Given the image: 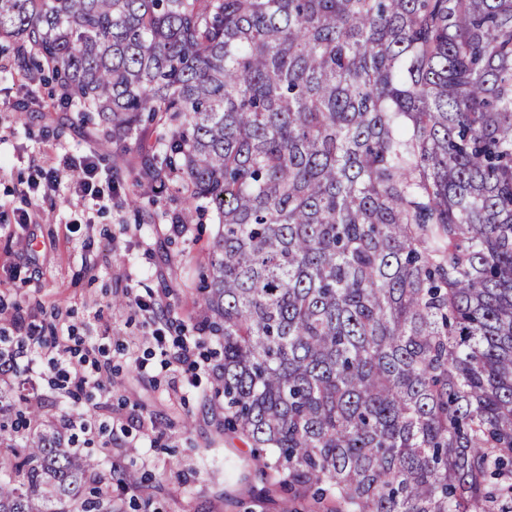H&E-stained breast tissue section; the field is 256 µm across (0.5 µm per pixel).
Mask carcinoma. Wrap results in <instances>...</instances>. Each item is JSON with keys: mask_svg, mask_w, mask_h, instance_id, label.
<instances>
[{"mask_svg": "<svg viewBox=\"0 0 512 512\" xmlns=\"http://www.w3.org/2000/svg\"><path fill=\"white\" fill-rule=\"evenodd\" d=\"M138 185L214 213L224 430L327 512H512V0H0ZM0 405V512H127Z\"/></svg>", "mask_w": 512, "mask_h": 512, "instance_id": "carcinoma-1", "label": "carcinoma"}]
</instances>
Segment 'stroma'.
<instances>
[{"mask_svg":"<svg viewBox=\"0 0 512 512\" xmlns=\"http://www.w3.org/2000/svg\"><path fill=\"white\" fill-rule=\"evenodd\" d=\"M96 126L75 110L58 107L48 85L25 79L10 50L0 51V309L5 330L27 336L45 324L93 336L112 360V394L66 400L51 380L40 383L49 425L97 405L109 423L108 440L94 439L87 452L101 462L121 455L150 478L158 512H280L285 496L277 475L254 470L247 445L221 432L224 401L215 397V337L198 331L196 293L208 267L214 233L212 213L190 214L174 188L134 189L135 147L125 155L99 146ZM94 151L103 171L122 172L112 200L91 212L67 187L42 200L41 176L63 153ZM142 205L128 206L133 191ZM34 216L21 224L20 212ZM186 224L187 235L170 232ZM194 341L195 384L173 392L166 352ZM190 429H182L181 419Z\"/></svg>","mask_w":512,"mask_h":512,"instance_id":"obj_1","label":"stroma"}]
</instances>
